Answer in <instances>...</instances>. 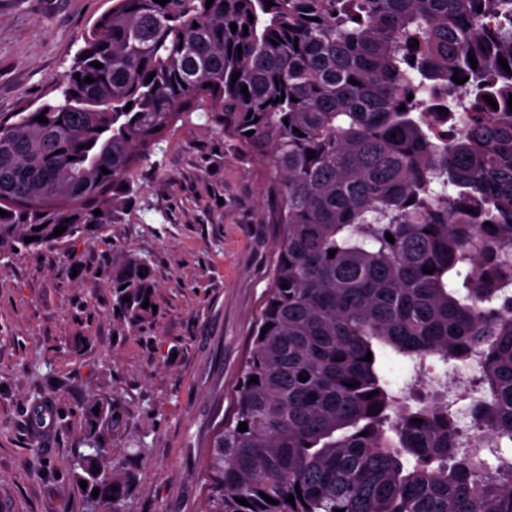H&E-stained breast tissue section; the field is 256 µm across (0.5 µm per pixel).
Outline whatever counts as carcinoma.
<instances>
[{
  "instance_id": "cac0c4a2",
  "label": "carcinoma",
  "mask_w": 512,
  "mask_h": 512,
  "mask_svg": "<svg viewBox=\"0 0 512 512\" xmlns=\"http://www.w3.org/2000/svg\"><path fill=\"white\" fill-rule=\"evenodd\" d=\"M206 2L115 0L62 99L0 117V252L101 232L134 167L206 112L274 170L266 221L283 232L232 419L205 458V512H512V463L491 468L476 437L512 446V73L498 61L512 68V0ZM436 97L452 136L429 119ZM110 286L131 321L150 311L138 258ZM381 346L476 361L473 434L446 403L397 408ZM111 423L88 410L70 463L99 490L83 512H121L134 479L112 458Z\"/></svg>"
}]
</instances>
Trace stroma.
Wrapping results in <instances>:
<instances>
[{"label":"stroma","instance_id":"stroma-1","mask_svg":"<svg viewBox=\"0 0 512 512\" xmlns=\"http://www.w3.org/2000/svg\"><path fill=\"white\" fill-rule=\"evenodd\" d=\"M113 0H0V117L60 95L84 37ZM270 170L201 113L177 124L135 170L105 239L84 237L0 257V512H81L69 462L91 404H111L109 446L135 479L123 512H202L206 445L227 418L280 227L264 221ZM147 261L155 313H116L112 269ZM379 371L416 408L453 376L384 349ZM477 363L444 390L460 428L481 395ZM63 421L29 425L35 401ZM47 461L31 466L33 455Z\"/></svg>","mask_w":512,"mask_h":512}]
</instances>
